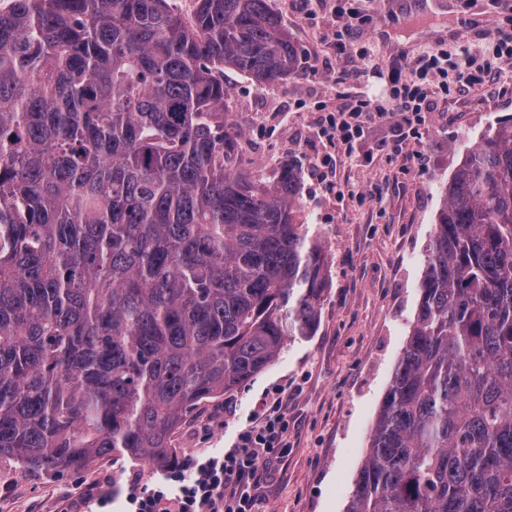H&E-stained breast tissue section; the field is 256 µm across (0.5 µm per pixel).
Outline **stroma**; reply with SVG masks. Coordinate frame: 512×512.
<instances>
[{
	"mask_svg": "<svg viewBox=\"0 0 512 512\" xmlns=\"http://www.w3.org/2000/svg\"><path fill=\"white\" fill-rule=\"evenodd\" d=\"M463 0H448V22L417 24L398 32L409 68L420 57L489 55L484 37L455 38L450 20ZM272 9L301 51L290 78L256 85L228 71L230 110L242 129L239 170L272 173L282 163L300 176L302 219L328 255V285L315 336L288 342L279 358L254 380L224 398L201 404L175 432L174 474L191 476L198 449L230 447L254 425L276 393L288 419L286 458L270 463L256 495L258 512H346L371 428L406 345L426 270L442 188L467 148L499 122L512 118V63L499 65L482 88L450 90L436 98L417 138L400 140L398 115L371 125L356 155L342 159L331 191L313 177L314 158L333 154L321 134L324 111L365 94L387 103L390 44L377 41L385 23L384 0H363L372 24L361 39L374 51V67L359 74L331 56L324 36L334 23L331 0H322L315 24L301 20L299 0H271ZM157 466L106 457L61 475L19 472L0 460V512H74L77 502L106 479L122 486L152 484Z\"/></svg>",
	"mask_w": 512,
	"mask_h": 512,
	"instance_id": "1",
	"label": "stroma"
}]
</instances>
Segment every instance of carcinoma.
<instances>
[{
  "mask_svg": "<svg viewBox=\"0 0 512 512\" xmlns=\"http://www.w3.org/2000/svg\"><path fill=\"white\" fill-rule=\"evenodd\" d=\"M300 57L270 0L0 10V459L172 467L188 412L316 333L298 172L234 166L224 84ZM419 291L347 512H512V120L444 187Z\"/></svg>",
  "mask_w": 512,
  "mask_h": 512,
  "instance_id": "1",
  "label": "carcinoma"
}]
</instances>
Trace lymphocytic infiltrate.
Listing matches in <instances>:
<instances>
[{"instance_id":"1","label":"lymphocytic infiltrate","mask_w":512,"mask_h":512,"mask_svg":"<svg viewBox=\"0 0 512 512\" xmlns=\"http://www.w3.org/2000/svg\"><path fill=\"white\" fill-rule=\"evenodd\" d=\"M338 20L325 38L337 58L354 57L369 66L367 49L355 43L370 17L356 0H336ZM405 59L398 56L388 65L390 96L401 114L403 137H413L431 111L436 87L448 85L447 56L423 57L415 78H406ZM384 110L373 100L361 97L347 108L326 113L321 132L342 156H352L370 124L384 118ZM288 453V422L279 406L264 411L255 425L241 430L231 448L206 455L196 465V475L181 479L167 475L156 478L152 488L133 489L126 496L127 512H255V490L272 459Z\"/></svg>"}]
</instances>
